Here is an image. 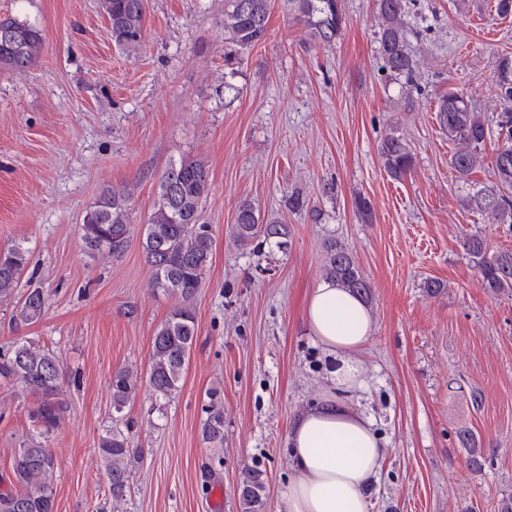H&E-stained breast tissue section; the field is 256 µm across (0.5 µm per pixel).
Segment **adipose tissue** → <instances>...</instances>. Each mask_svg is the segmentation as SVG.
Instances as JSON below:
<instances>
[{
	"label": "adipose tissue",
	"instance_id": "obj_1",
	"mask_svg": "<svg viewBox=\"0 0 512 512\" xmlns=\"http://www.w3.org/2000/svg\"><path fill=\"white\" fill-rule=\"evenodd\" d=\"M305 325L329 357L334 392L288 425L291 476L281 492L283 512H368L367 490L388 454L374 417L351 404L365 386L355 355L372 336L369 308L323 279L310 294Z\"/></svg>",
	"mask_w": 512,
	"mask_h": 512
}]
</instances>
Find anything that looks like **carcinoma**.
<instances>
[{
    "label": "carcinoma",
    "instance_id": "obj_1",
    "mask_svg": "<svg viewBox=\"0 0 512 512\" xmlns=\"http://www.w3.org/2000/svg\"><path fill=\"white\" fill-rule=\"evenodd\" d=\"M297 19L305 22L314 41L328 45L342 29L344 17L339 0H288ZM107 18L112 42L119 49L135 53L144 38V0H99ZM271 0H225L224 40L232 49L224 53L228 75L235 74L237 50L261 44L267 34ZM377 51L387 76L408 85L418 68L411 37L418 35L407 21V0H376ZM0 70L21 73L41 56L44 40L35 25L17 18H0ZM491 87L502 99L504 108L496 114L498 134L505 144L497 150L490 185L475 182L472 175L480 167L482 151L491 134L489 120L475 110L465 93L449 88L437 103L441 128L454 142L451 166L464 186V207L493 224L512 226V56L496 58ZM388 174L398 180L411 170L414 156L407 141L390 134L380 145ZM211 189V175L203 159L183 155L169 163L157 182L156 198L145 224L142 248L150 265L154 290L177 300L166 320L155 332L146 386L157 399L170 397L178 388L197 336L192 300L211 262L212 239L203 221L202 204ZM289 211L308 210L317 223L322 213L308 208L306 199L295 191L285 199ZM130 194L126 190L106 189L90 206L81 224V239L91 255L118 257L130 240ZM262 235L276 239L280 249L288 247L285 224H265L259 211L249 202L236 210L233 236L240 244ZM464 248L478 270L484 287L495 293H512V251H492L478 235L466 238ZM27 265V251L15 245L0 257V299L14 294ZM324 274L352 289L363 299L371 297V285L354 255L340 242L326 249ZM47 298L40 288H30L19 312L24 322L39 320ZM62 369L54 353L30 342H15L0 353V384L18 386L37 396L31 418L47 435L58 425L64 411L61 399ZM141 377L132 370L112 374V408L120 413L136 394ZM203 440L214 447L224 445V412L211 404L202 426ZM98 453L104 463L112 498L125 495L129 481L128 460L139 453L131 436L114 429L102 436ZM10 487L0 491V512H55L56 459L51 449L27 440L12 455ZM263 480L253 475L242 487V503L247 512L263 506Z\"/></svg>",
    "mask_w": 512,
    "mask_h": 512
}]
</instances>
